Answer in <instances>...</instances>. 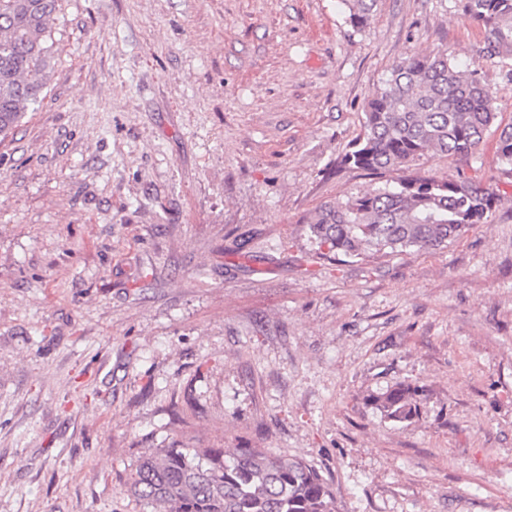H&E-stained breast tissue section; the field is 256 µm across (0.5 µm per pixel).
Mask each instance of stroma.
<instances>
[{"instance_id":"obj_1","label":"stroma","mask_w":512,"mask_h":512,"mask_svg":"<svg viewBox=\"0 0 512 512\" xmlns=\"http://www.w3.org/2000/svg\"><path fill=\"white\" fill-rule=\"evenodd\" d=\"M40 103L0 141V512H141L173 439L304 459L336 512H512V61L457 0H62ZM448 50L499 109L427 155L501 201L448 247L345 258L306 222L402 59ZM407 384L393 423L373 396ZM378 1L379 0H341L350 23L358 28L367 25ZM418 392L408 385L400 384L374 396L372 402L380 409L384 418L395 422H411L418 415Z\"/></svg>"}]
</instances>
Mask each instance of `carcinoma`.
Returning <instances> with one entry per match:
<instances>
[{"label":"carcinoma","instance_id":"1","mask_svg":"<svg viewBox=\"0 0 512 512\" xmlns=\"http://www.w3.org/2000/svg\"><path fill=\"white\" fill-rule=\"evenodd\" d=\"M351 24L369 22L378 0H341ZM461 14L484 34L482 54L512 59V0H458ZM60 0H0V137L21 122L49 82L55 38L48 21ZM497 120L495 100L477 70L446 50L394 66L367 104L362 132L343 165L385 175L378 186L322 205L309 223L330 252L358 258L371 251L441 250L487 223L500 195L461 177L415 169L429 153L469 155ZM499 160L512 166V128L499 135ZM384 418L418 415V392L400 384L373 397ZM143 512H336L329 485L299 458L261 448H151L126 483Z\"/></svg>","mask_w":512,"mask_h":512}]
</instances>
